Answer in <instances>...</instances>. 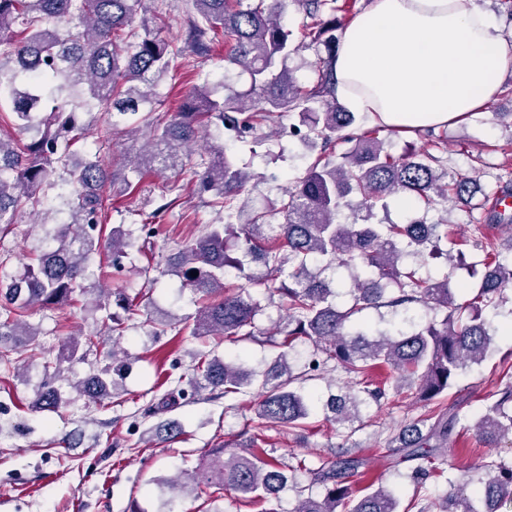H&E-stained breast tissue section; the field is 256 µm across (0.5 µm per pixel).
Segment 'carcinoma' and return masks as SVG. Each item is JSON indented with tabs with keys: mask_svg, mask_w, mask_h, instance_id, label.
I'll return each mask as SVG.
<instances>
[{
	"mask_svg": "<svg viewBox=\"0 0 512 512\" xmlns=\"http://www.w3.org/2000/svg\"><path fill=\"white\" fill-rule=\"evenodd\" d=\"M192 2L196 15L188 21L186 48L206 57L215 41L223 39L224 70L248 74L250 87L220 100L195 88L184 95L177 112L164 118L158 115L162 101L154 87L169 72L173 56L168 44L153 34L150 20L138 17L143 0H0V123L9 112L17 129L30 134L21 146L0 136V223H10V216L22 208L31 209L40 226L50 223L59 211L44 207L39 192L45 190L57 191L67 214L51 245L32 258L23 275L0 281V298L15 311V318L0 320V360L11 362L19 332L35 340L36 330L21 320L30 308L64 306L73 300L93 255L104 248L111 253L109 263L99 266L101 279L109 276L108 268L129 257L131 239L115 231L105 242L101 236L110 206L106 188L113 184L115 172L97 152L75 159L87 131L81 115L97 106L112 128L148 139L127 158L136 173L181 168L184 160H192V147L206 138L193 170L201 190L212 193V204L224 212V223L208 225L175 259L182 287L206 300L195 316L192 335L234 342L258 339L255 319L261 306L245 288L232 292L224 286L226 269L244 272L232 252L240 250L266 267L264 288L283 300L285 317L269 334L279 352L258 380L259 419L290 429L311 418L312 405L296 387L305 373L295 372L290 357L305 341L315 345L324 361L340 364L350 378L344 393L331 394L322 404L330 422L352 426L361 421V408L386 397V389L369 380L376 367L389 370L395 393L412 391L421 401L442 404L457 378L493 353L485 311L495 308L512 288V250L504 256L492 241H476L475 247L486 253L485 272L475 295L459 302L448 278L423 279L405 267L410 258L455 266L448 225L412 217L403 224H348L339 216L352 194L361 197L369 213L387 207L392 197L418 199L428 208L440 199L468 203L478 191L476 180L437 171L426 151L395 157L376 137L346 134L358 116L336 97V21L321 18L327 0H297L313 20L309 37L323 41L328 51L310 88L299 85L288 67L274 70L276 61H286L291 53L290 32L283 24L284 0ZM276 112L298 116L300 125L307 127L302 140L319 147L320 158L286 191L284 223L269 224L260 213L250 223L239 224L234 200L255 174L237 167L224 144L213 142L211 127L241 135ZM338 140L354 146L332 161L328 155ZM335 263L352 273V304L344 310L322 277ZM194 271L198 276H191ZM411 304L441 312L443 318L395 335L351 325L352 317L365 310ZM119 307L126 318L106 316L107 329L117 334L124 320L142 313L141 303L127 297L119 300ZM44 371L46 380L33 407L51 412L61 403L54 386L59 368L47 362ZM254 381V373L216 356L201 357L192 379L200 388L226 397L244 392ZM74 388L99 406L115 394L114 381L102 374L89 375ZM457 422L458 414L444 408L428 431L408 426L393 453L403 462H418L419 471L433 470L434 455L448 443ZM472 429L489 448L512 437V386L475 418ZM262 432L260 425L248 447L227 457L223 447L210 449L186 481L178 477L169 482L171 492L190 485L202 495L220 486L248 505L277 498L288 484V467L259 453ZM361 467L360 458L340 455L310 471L311 484L323 487L324 496L299 499L294 512H413L415 505L400 508L399 499L382 485L352 491L346 479ZM487 468L493 476L471 492L467 483L459 484L448 495L445 512H500L502 506H512V465L493 461Z\"/></svg>",
	"mask_w": 512,
	"mask_h": 512,
	"instance_id": "1",
	"label": "carcinoma"
}]
</instances>
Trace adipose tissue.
I'll return each instance as SVG.
<instances>
[{
	"instance_id": "ef3b65f1",
	"label": "adipose tissue",
	"mask_w": 512,
	"mask_h": 512,
	"mask_svg": "<svg viewBox=\"0 0 512 512\" xmlns=\"http://www.w3.org/2000/svg\"><path fill=\"white\" fill-rule=\"evenodd\" d=\"M512 41L475 0H373L336 49V96L399 131L466 120L500 92Z\"/></svg>"
}]
</instances>
